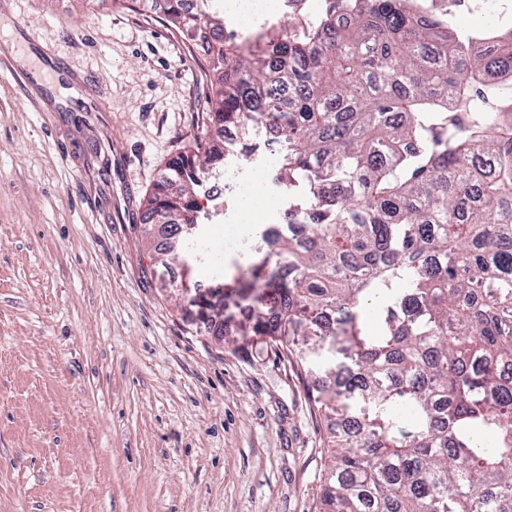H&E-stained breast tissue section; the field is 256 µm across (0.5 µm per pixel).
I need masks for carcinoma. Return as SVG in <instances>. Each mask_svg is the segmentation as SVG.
I'll list each match as a JSON object with an SVG mask.
<instances>
[{
	"mask_svg": "<svg viewBox=\"0 0 512 512\" xmlns=\"http://www.w3.org/2000/svg\"><path fill=\"white\" fill-rule=\"evenodd\" d=\"M205 2L155 0L213 95L143 223H198L226 153L274 128L288 208L239 271L267 349L336 421L319 512H512V32L326 0L310 28L236 37Z\"/></svg>",
	"mask_w": 512,
	"mask_h": 512,
	"instance_id": "carcinoma-1",
	"label": "carcinoma"
}]
</instances>
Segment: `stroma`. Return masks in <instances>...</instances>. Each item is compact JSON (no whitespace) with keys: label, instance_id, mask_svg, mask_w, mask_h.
Masks as SVG:
<instances>
[{"label":"stroma","instance_id":"stroma-1","mask_svg":"<svg viewBox=\"0 0 512 512\" xmlns=\"http://www.w3.org/2000/svg\"><path fill=\"white\" fill-rule=\"evenodd\" d=\"M465 37L512 0H453ZM135 0H0V512H317V379L268 355L251 277L162 265L145 195L211 87ZM223 291L224 332L193 297Z\"/></svg>","mask_w":512,"mask_h":512}]
</instances>
